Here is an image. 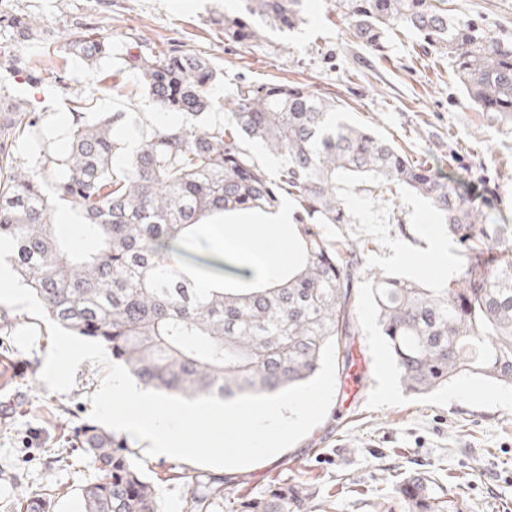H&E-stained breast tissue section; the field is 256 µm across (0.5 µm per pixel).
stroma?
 Segmentation results:
<instances>
[{
    "mask_svg": "<svg viewBox=\"0 0 512 512\" xmlns=\"http://www.w3.org/2000/svg\"><path fill=\"white\" fill-rule=\"evenodd\" d=\"M25 11L61 26L91 19L114 40V55L99 69L80 59L40 57L46 69H63L70 87L98 83L94 112H150L154 106L127 54L143 45L192 50L222 72L215 94L231 104L244 80L292 82L344 103L353 121L394 139L406 152L428 156L443 175L480 192L493 189L497 206L512 220V121L470 107L446 61L415 52L411 36H393L389 55L371 59L351 43L336 0H307L305 20L281 33L266 29L260 45L228 43L214 18L233 14L239 0H18ZM456 14L512 29V0H449ZM13 93L26 106L61 124L71 118V97L53 83L32 87L14 79ZM352 236L368 240L364 266L392 276L440 286L452 273L455 245L440 225L421 216L416 224H356ZM441 259L419 264L435 242ZM354 365L348 376L362 389L351 395L348 376H336L324 420L301 440L263 461L221 469L226 493L218 512L237 501L293 487L313 512H403L398 480L433 476L463 512H512V389L462 378L426 395L407 393L377 323L370 284L357 285ZM50 348L45 322L0 304V357L22 359L27 375L0 391V512H25L17 484L46 487L50 512H81L79 488L96 471L88 458L48 463L50 449L67 448L75 427L89 422L90 397L102 371L83 361L73 388L49 391L39 379ZM128 445L156 483L161 512H182L189 486L169 480L171 469L197 474L199 464L147 455L145 443Z\"/></svg>",
    "mask_w": 512,
    "mask_h": 512,
    "instance_id": "1",
    "label": "stroma"
}]
</instances>
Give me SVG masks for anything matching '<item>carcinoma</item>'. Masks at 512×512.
Segmentation results:
<instances>
[{
  "mask_svg": "<svg viewBox=\"0 0 512 512\" xmlns=\"http://www.w3.org/2000/svg\"><path fill=\"white\" fill-rule=\"evenodd\" d=\"M352 42L381 57L398 32L454 67L468 104L512 118V31L454 15L436 0H336ZM304 0H241L217 22L230 43H257L259 17L280 29L299 21ZM0 72L30 84L63 76L30 52L74 55L89 67L112 56V36L77 23L63 34L0 0ZM140 72L155 111L74 112L55 146L45 119L0 85V235L46 316L102 343L143 387L173 396L273 394L312 379L327 340L338 373L353 366L350 336L357 283L372 280L382 334L406 390L428 393L460 378L512 387V225L484 198L454 192L425 160L412 158L343 105L296 83L240 84L219 112L221 72L184 50L126 60ZM176 113L177 125L164 115ZM118 126L138 132L129 149ZM35 148L36 164L16 154ZM276 160L269 172L260 155ZM361 194L355 206L351 196ZM292 211L293 260L267 279L246 252L213 250L201 232L213 216ZM399 224L428 206L453 237L455 270L440 288L363 267L365 247L330 237L332 224H369L379 202ZM70 220L71 232L57 219ZM74 450L99 474L80 488L83 512H160L155 483L112 433L84 423ZM405 512H462L431 476L400 481ZM298 495L280 487L241 512H290ZM224 477L200 473L183 512H213Z\"/></svg>",
  "mask_w": 512,
  "mask_h": 512,
  "instance_id": "obj_1",
  "label": "carcinoma"
}]
</instances>
